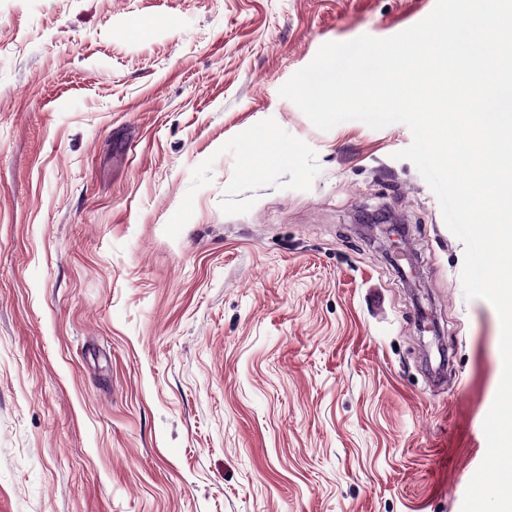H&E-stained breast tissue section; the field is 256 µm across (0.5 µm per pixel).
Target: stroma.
<instances>
[{
    "instance_id": "obj_1",
    "label": "stroma",
    "mask_w": 512,
    "mask_h": 512,
    "mask_svg": "<svg viewBox=\"0 0 512 512\" xmlns=\"http://www.w3.org/2000/svg\"><path fill=\"white\" fill-rule=\"evenodd\" d=\"M434 6L0 0V512H461L499 316L409 128L279 95Z\"/></svg>"
}]
</instances>
